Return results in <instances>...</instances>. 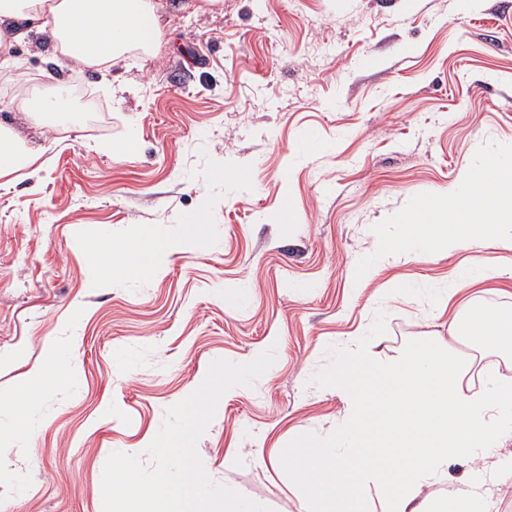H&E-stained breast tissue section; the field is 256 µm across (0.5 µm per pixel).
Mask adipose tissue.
Here are the masks:
<instances>
[{
  "instance_id": "adipose-tissue-1",
  "label": "adipose tissue",
  "mask_w": 512,
  "mask_h": 512,
  "mask_svg": "<svg viewBox=\"0 0 512 512\" xmlns=\"http://www.w3.org/2000/svg\"><path fill=\"white\" fill-rule=\"evenodd\" d=\"M50 35L69 63L108 75L132 45L154 46L160 35L154 0H0V69L20 68L11 44ZM0 122V179L42 158ZM166 243L135 237L96 254L103 276L150 273ZM449 335L479 362L478 386L465 384L467 366L422 344L405 356L378 361L369 345L337 359L325 376L345 402L337 441L299 443L288 461L299 483L319 494L325 512H373L365 494L380 495V512H487L489 490L467 489L426 509L423 488L443 479L449 460L479 458L512 431V313L473 301L453 317Z\"/></svg>"
}]
</instances>
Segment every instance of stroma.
Returning a JSON list of instances; mask_svg holds the SVG:
<instances>
[{
    "mask_svg": "<svg viewBox=\"0 0 512 512\" xmlns=\"http://www.w3.org/2000/svg\"><path fill=\"white\" fill-rule=\"evenodd\" d=\"M156 2L160 42L111 79L56 62L45 34L15 45L24 72L0 82V120L46 149L0 191V512H99L112 452L142 453L213 360L270 348L276 363L224 394L197 450L213 481L272 512H318L288 453L335 444L344 404L323 376L337 357L360 340L383 360L417 343L444 355L453 309L512 303L503 246L390 259L352 288L374 225L448 190L483 144H512V0ZM68 82L91 91L94 121L20 112V93ZM308 136L325 152L305 154ZM129 138L133 152L104 149ZM194 232L208 251L186 244ZM136 235L174 242L157 272H94L96 252ZM459 261L496 275L437 310ZM401 281L412 292L392 295ZM39 373L57 380L11 433ZM503 456L512 434L449 461L435 492Z\"/></svg>",
    "mask_w": 512,
    "mask_h": 512,
    "instance_id": "obj_1",
    "label": "stroma"
}]
</instances>
